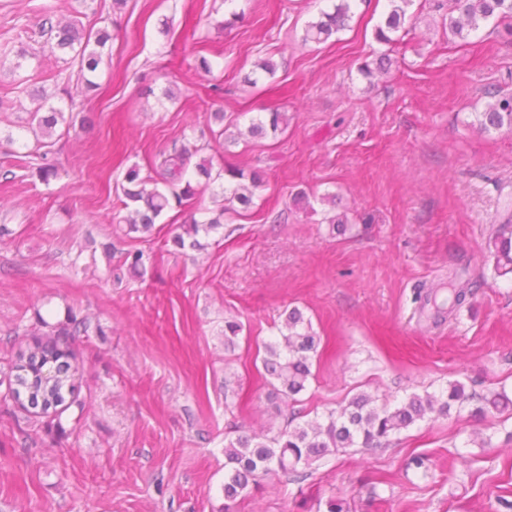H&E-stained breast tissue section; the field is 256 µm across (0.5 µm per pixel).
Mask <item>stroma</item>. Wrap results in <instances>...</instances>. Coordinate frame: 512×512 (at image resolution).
<instances>
[{
    "label": "stroma",
    "instance_id": "obj_1",
    "mask_svg": "<svg viewBox=\"0 0 512 512\" xmlns=\"http://www.w3.org/2000/svg\"><path fill=\"white\" fill-rule=\"evenodd\" d=\"M337 2L97 0L81 16L77 0H0V51L39 54L0 75V512H224V447L241 430L319 419L361 392L396 404L457 381L512 396V274L490 243L512 212V129L477 121L512 95V27L491 19L460 38L451 0H413L405 37L385 45L390 0H352L348 27L303 42ZM49 9L112 39L99 91L75 95L85 128L52 138L59 175L45 185L17 153L34 140L30 89L57 86L38 26ZM385 53L387 70L364 76ZM273 108L287 131L247 135ZM215 110L244 130L238 143L208 121ZM184 144L192 163L262 173L256 207L194 248L171 242L181 208L148 234L113 223L114 181ZM452 280L469 295L434 316L427 296ZM292 307L322 347L287 406L262 359ZM228 320L243 326L231 348ZM38 344L77 370L65 411L29 414L9 394L17 354ZM331 499L346 512H508L512 420L428 417L305 481H263L234 512H326Z\"/></svg>",
    "mask_w": 512,
    "mask_h": 512
}]
</instances>
